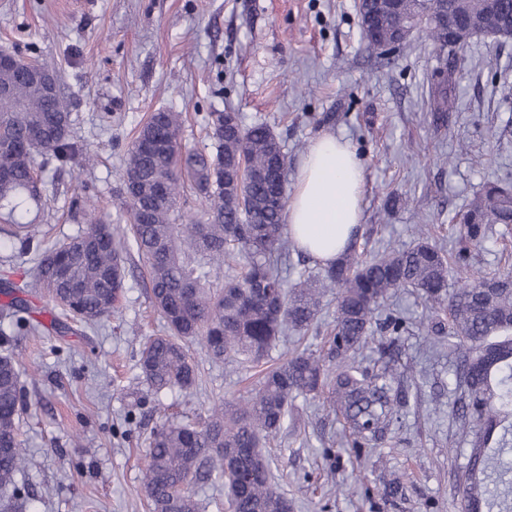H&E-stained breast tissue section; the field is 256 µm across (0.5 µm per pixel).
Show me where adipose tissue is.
I'll use <instances>...</instances> for the list:
<instances>
[{"label":"adipose tissue","mask_w":512,"mask_h":512,"mask_svg":"<svg viewBox=\"0 0 512 512\" xmlns=\"http://www.w3.org/2000/svg\"><path fill=\"white\" fill-rule=\"evenodd\" d=\"M364 182L348 140L332 133L315 138L300 160L285 214L298 249L327 265L352 245L362 222Z\"/></svg>","instance_id":"1"}]
</instances>
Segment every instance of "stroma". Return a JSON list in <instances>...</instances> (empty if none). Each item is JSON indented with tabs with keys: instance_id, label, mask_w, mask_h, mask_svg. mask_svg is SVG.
I'll list each match as a JSON object with an SVG mask.
<instances>
[{
	"instance_id": "stroma-1",
	"label": "stroma",
	"mask_w": 512,
	"mask_h": 512,
	"mask_svg": "<svg viewBox=\"0 0 512 512\" xmlns=\"http://www.w3.org/2000/svg\"><path fill=\"white\" fill-rule=\"evenodd\" d=\"M0 48L56 71L73 139L93 157L42 173L39 222L53 239L77 231L73 200L125 223L126 155L138 123L158 110L182 114L190 148L206 144L208 112L267 123L292 173L318 135L349 140L365 173L357 242L371 248L409 247L422 222L449 247L459 230L454 213L486 182L512 174V41L478 39L444 58L416 31L397 52L372 54L356 0H0ZM444 64L457 69L460 109L438 135L426 101ZM127 269L119 314L60 336L49 327L52 302L41 299L43 330L11 338L29 455L16 476L24 498L17 512H148L141 438L161 421L156 403L170 416L200 419L215 399L238 400L257 380L255 370L212 362L196 348V388L154 395L139 351L164 322L138 256ZM392 303L412 323L393 353L414 369L388 443L342 446V421L297 397L294 425L267 449L293 512H461L455 473L466 445L451 417L452 357L429 353L420 299L399 293Z\"/></svg>"
}]
</instances>
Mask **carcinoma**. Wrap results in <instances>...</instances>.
<instances>
[{"label": "carcinoma", "mask_w": 512, "mask_h": 512, "mask_svg": "<svg viewBox=\"0 0 512 512\" xmlns=\"http://www.w3.org/2000/svg\"><path fill=\"white\" fill-rule=\"evenodd\" d=\"M386 4L370 24L359 19L372 53L381 42L400 46L403 20L411 15L424 20L419 29L435 53L448 44V29L434 24L440 14L465 17L487 37L512 20V0ZM0 89L8 90L0 94V250L32 261L24 295L5 291L11 299L0 306V324L38 329L30 301L37 295L81 325L117 314L134 250L152 306L167 325V334L144 342L138 360L143 380L159 395L196 385L188 343H198L211 360L259 364L286 332L318 326L320 297L336 291L326 352L295 350L267 367L246 398L219 400L202 422L165 421L151 430L142 470L151 512H202L193 486L214 475L224 479L234 512H284L288 498L270 481L264 448L288 423L299 395L324 399L342 417L350 447L383 442L405 404L394 359H385L411 325L385 309L397 292L425 302L426 335L435 344L448 341L455 353L452 412L469 445L456 474L461 512H512V271L472 274L448 290V268L468 271L472 251L493 228L512 226V180L485 185L457 214L460 235L446 252L430 242L427 225L417 224V240L406 249L366 258L353 246L290 285L280 263L289 245L288 154L278 136L264 122L243 124L238 112H208L211 143L187 148L180 113L159 111L138 125L125 159L123 175L135 178L123 186L128 233L115 239L112 225L92 208L75 235L45 246L30 218L45 190L38 169L73 159L71 116L26 69L0 71ZM427 105L436 126L448 124L458 109L453 77L434 80ZM187 185L204 202L202 218L180 204ZM235 252L245 259L243 273L226 276ZM60 270L75 287H61ZM368 347L383 359L364 367L350 360ZM22 408L20 364L6 352L0 355V447L9 449L0 455L4 512L16 508L15 476L28 463L19 439Z\"/></svg>", "instance_id": "carcinoma-1"}]
</instances>
